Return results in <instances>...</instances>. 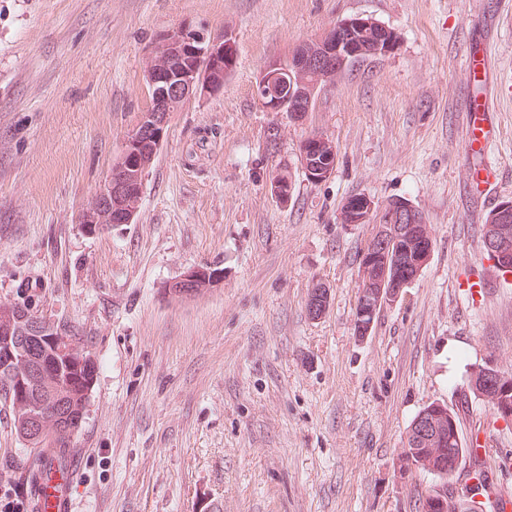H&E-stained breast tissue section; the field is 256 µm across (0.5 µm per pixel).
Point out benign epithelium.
I'll use <instances>...</instances> for the list:
<instances>
[{
    "instance_id": "benign-epithelium-1",
    "label": "benign epithelium",
    "mask_w": 512,
    "mask_h": 512,
    "mask_svg": "<svg viewBox=\"0 0 512 512\" xmlns=\"http://www.w3.org/2000/svg\"><path fill=\"white\" fill-rule=\"evenodd\" d=\"M370 26L359 17L344 19L332 26L334 33L323 34L313 40L298 44L291 51L288 61L272 60L260 72L255 84V96L268 112H286L295 122L304 120L311 111L315 95L321 84L344 68L349 58L359 53L357 44L348 41L347 34ZM231 32L204 34L189 25L167 30L155 46L154 53L164 55L172 62L168 71L149 70L145 81L154 103L140 113L135 130L125 139L121 155L112 163L104 180L96 190L91 205L81 210L82 227L88 234H96L112 224H131L138 204L128 201L141 197L145 172L160 150L170 113L177 110L187 98L206 95L224 88V72L217 69L224 51L233 45ZM288 74L291 87L288 96L275 92V81ZM328 146L327 138L307 136L301 141L298 152L299 170L311 182L320 183L330 175V170L319 169L312 162L313 151L318 146ZM292 181L276 179L270 192L281 203H288ZM343 218L347 224H375V233L369 242V251L361 269L376 266V284L361 290L356 307L355 328L359 338L369 334L377 311L399 300L427 266L433 249L432 238L422 225L420 211L410 202L398 200L387 203L374 211L371 200L346 203ZM488 255L505 270L512 271V257L502 252L497 237L490 233L484 237ZM222 271L194 267L165 287L169 297L178 300L192 299L219 285ZM311 316L317 318L325 311L328 294L318 285L312 288L309 299ZM23 330L15 329L14 322L0 324V375H14L11 363L16 357L30 352L27 344L31 338L47 336L57 344V351L70 361L83 360L84 355L71 349L61 339L51 337L54 323L27 310L21 311ZM483 392L497 393L499 418L512 422V389H500L499 368L487 365L483 376ZM445 416V404L437 403L421 415L409 429L407 438L419 445L445 438L433 437L434 419Z\"/></svg>"
}]
</instances>
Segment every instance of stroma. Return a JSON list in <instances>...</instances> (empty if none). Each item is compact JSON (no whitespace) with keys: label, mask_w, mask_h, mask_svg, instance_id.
Wrapping results in <instances>:
<instances>
[{"label":"stroma","mask_w":512,"mask_h":512,"mask_svg":"<svg viewBox=\"0 0 512 512\" xmlns=\"http://www.w3.org/2000/svg\"><path fill=\"white\" fill-rule=\"evenodd\" d=\"M358 16L394 30L392 53L327 81L303 123L259 105L269 60ZM183 24L232 32L236 68L171 114L134 222L86 234L78 215L150 104L156 39ZM481 54L486 72L470 75ZM478 93L493 129L479 158L466 112ZM314 132L337 154L318 184L296 172ZM480 162L497 181H469ZM282 168L295 174L285 206L269 189ZM353 196L409 199L433 239L363 339L373 227L341 223ZM510 199L512 0H0V303L27 285L96 360L74 512H415L439 480L401 479L396 461L434 402L478 449L450 485L465 495L482 471L483 512H496L512 495V424L472 394L466 369L512 367V274L478 231ZM206 265L223 270L218 287L165 294ZM318 283L329 303L315 318ZM28 454L0 396V506L27 503Z\"/></svg>","instance_id":"stroma-1"}]
</instances>
